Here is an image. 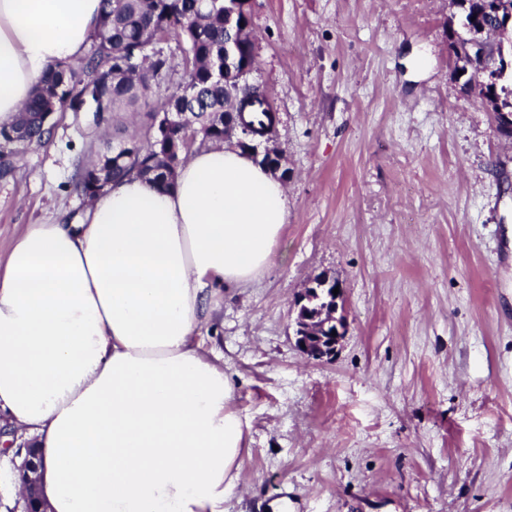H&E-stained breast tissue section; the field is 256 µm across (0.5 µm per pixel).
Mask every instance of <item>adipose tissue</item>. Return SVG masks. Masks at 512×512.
Returning <instances> with one entry per match:
<instances>
[{"label": "adipose tissue", "instance_id": "obj_1", "mask_svg": "<svg viewBox=\"0 0 512 512\" xmlns=\"http://www.w3.org/2000/svg\"><path fill=\"white\" fill-rule=\"evenodd\" d=\"M101 0H0V126L77 61ZM283 182L233 143L171 184L109 183L79 224H30L0 273V422L39 448L46 512H224L246 424L202 330L273 263Z\"/></svg>", "mask_w": 512, "mask_h": 512}]
</instances>
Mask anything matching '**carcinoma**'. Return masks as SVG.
Masks as SVG:
<instances>
[{
  "label": "carcinoma",
  "mask_w": 512,
  "mask_h": 512,
  "mask_svg": "<svg viewBox=\"0 0 512 512\" xmlns=\"http://www.w3.org/2000/svg\"><path fill=\"white\" fill-rule=\"evenodd\" d=\"M102 5L91 54L75 65L50 69L38 95L12 125L0 128V138L16 146L49 140L54 124L46 117L60 111L58 104L66 98L78 104L77 112L90 105L93 111L110 116L135 107L156 84L166 62L158 58L137 70L129 64L143 58L156 38L166 36L183 48L185 83L191 91L188 96L178 89L170 92L162 111L195 116L192 127L169 130L166 143L224 141V124L230 123L232 114L224 111V82L215 78V70L224 65V0L210 4L201 0H102ZM503 43L512 52V33L489 45L482 66L491 74L500 65ZM233 92V103L241 111L254 112L263 105L261 94L248 84L235 86ZM148 117L145 141H130L80 169L75 182L79 193L92 198L110 181L131 174L150 175L163 185L171 183L187 152L177 155L155 146L159 118L155 111Z\"/></svg>",
  "instance_id": "obj_1"
}]
</instances>
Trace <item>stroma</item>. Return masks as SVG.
Masks as SVG:
<instances>
[{
	"label": "stroma",
	"instance_id": "stroma-1",
	"mask_svg": "<svg viewBox=\"0 0 512 512\" xmlns=\"http://www.w3.org/2000/svg\"><path fill=\"white\" fill-rule=\"evenodd\" d=\"M247 81L277 122L288 217L261 278L202 334L248 424L224 512H512V138L456 82L451 0H250ZM140 102L58 112L0 174V269L29 224L81 223L88 159L146 136L184 79L175 40ZM345 288L335 358L296 347L294 302Z\"/></svg>",
	"mask_w": 512,
	"mask_h": 512
}]
</instances>
